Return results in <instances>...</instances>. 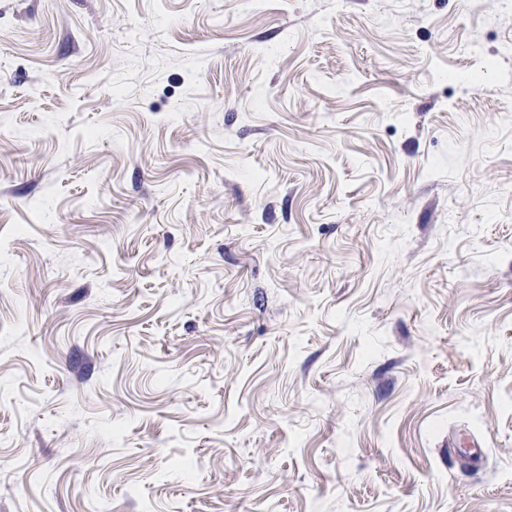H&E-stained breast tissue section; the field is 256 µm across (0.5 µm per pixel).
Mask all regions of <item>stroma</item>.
Here are the masks:
<instances>
[{
    "mask_svg": "<svg viewBox=\"0 0 512 512\" xmlns=\"http://www.w3.org/2000/svg\"><path fill=\"white\" fill-rule=\"evenodd\" d=\"M512 512L504 0H0V512Z\"/></svg>",
    "mask_w": 512,
    "mask_h": 512,
    "instance_id": "1",
    "label": "stroma"
}]
</instances>
